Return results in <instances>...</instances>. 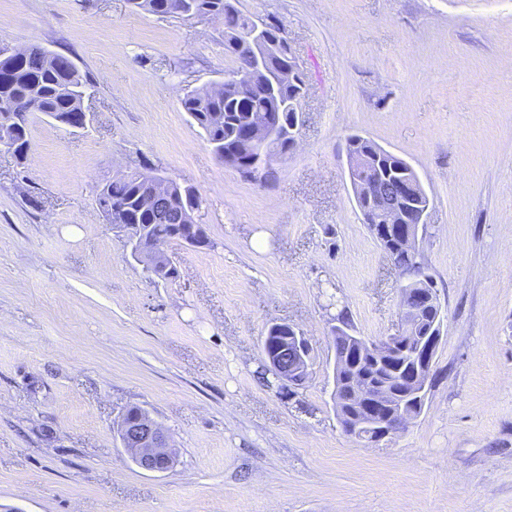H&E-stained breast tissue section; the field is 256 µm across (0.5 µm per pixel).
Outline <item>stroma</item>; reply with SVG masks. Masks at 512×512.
<instances>
[{
  "instance_id": "stroma-1",
  "label": "stroma",
  "mask_w": 512,
  "mask_h": 512,
  "mask_svg": "<svg viewBox=\"0 0 512 512\" xmlns=\"http://www.w3.org/2000/svg\"><path fill=\"white\" fill-rule=\"evenodd\" d=\"M278 16L309 93L298 145L258 181L180 107L234 69L224 26L128 0H0V42L69 57L76 130L31 113L0 152V512H512V0H237ZM408 162L431 203L420 247L445 312L426 406L393 438L346 435L327 321L399 327L402 280L353 199L345 145ZM194 188L207 243L151 281L96 202L121 170ZM273 322L306 336L297 395L259 380ZM139 406L178 450L140 469ZM28 107H23L19 105H9L8 107L2 108V112H0V134L3 129L4 135L7 136V139L10 141V146L12 149V155L19 161V163H24L27 160L28 153L26 152V144L29 141L28 137V125H29V114L25 118V125L17 128L15 130H11L12 125L5 127V124L2 122L4 120L2 114L3 112H18V117L16 118L20 121L25 115L24 112H29ZM127 411L140 413L132 417L125 413L122 415L117 427L121 447L145 471L164 472L170 469L176 452L170 448L165 431L155 420L141 414L146 413L139 407L131 406Z\"/></svg>"
}]
</instances>
